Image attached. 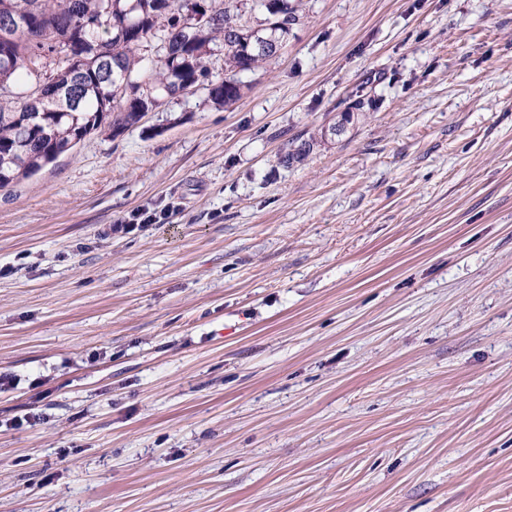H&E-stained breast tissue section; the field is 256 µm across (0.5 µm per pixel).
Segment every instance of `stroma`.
Returning a JSON list of instances; mask_svg holds the SVG:
<instances>
[{"instance_id":"stroma-1","label":"stroma","mask_w":512,"mask_h":512,"mask_svg":"<svg viewBox=\"0 0 512 512\" xmlns=\"http://www.w3.org/2000/svg\"><path fill=\"white\" fill-rule=\"evenodd\" d=\"M293 3L0 190V512H512V0Z\"/></svg>"}]
</instances>
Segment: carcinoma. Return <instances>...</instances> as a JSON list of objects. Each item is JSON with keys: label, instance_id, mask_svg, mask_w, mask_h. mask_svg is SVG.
Returning <instances> with one entry per match:
<instances>
[{"label": "carcinoma", "instance_id": "obj_1", "mask_svg": "<svg viewBox=\"0 0 512 512\" xmlns=\"http://www.w3.org/2000/svg\"><path fill=\"white\" fill-rule=\"evenodd\" d=\"M259 2L268 16L295 14L290 0ZM201 3L211 14L203 26L182 0H0V18L13 19L0 28V189L104 126L127 130L168 98L202 90L218 106L239 100L242 73L282 51L290 29L253 28L224 0ZM221 54L219 71L212 57ZM41 83L51 92L43 100Z\"/></svg>", "mask_w": 512, "mask_h": 512}]
</instances>
